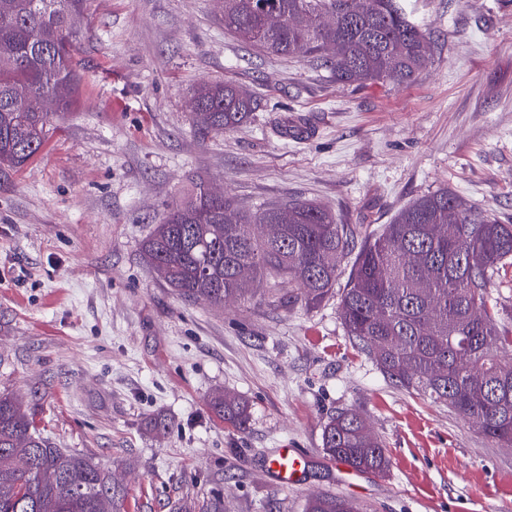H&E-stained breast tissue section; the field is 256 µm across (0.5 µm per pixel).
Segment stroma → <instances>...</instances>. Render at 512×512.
Segmentation results:
<instances>
[{"mask_svg": "<svg viewBox=\"0 0 512 512\" xmlns=\"http://www.w3.org/2000/svg\"><path fill=\"white\" fill-rule=\"evenodd\" d=\"M406 5L428 65L408 85L356 87L226 32L224 0H87L75 104L36 157L0 169V392L34 403L56 447L123 478L125 512L213 493L225 512H304L323 493L359 512H512V448L389 383L336 300L220 308L179 297L140 257L199 183L244 210L307 199L370 232L446 187L512 223V11ZM213 80L259 107L204 137L190 93ZM220 390L249 402L247 432L214 421ZM347 407L386 473L325 457L324 426ZM284 447L307 459L292 486L265 466Z\"/></svg>", "mask_w": 512, "mask_h": 512, "instance_id": "stroma-1", "label": "stroma"}]
</instances>
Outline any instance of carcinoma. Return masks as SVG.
I'll use <instances>...</instances> for the list:
<instances>
[{
	"label": "carcinoma",
	"instance_id": "1",
	"mask_svg": "<svg viewBox=\"0 0 512 512\" xmlns=\"http://www.w3.org/2000/svg\"><path fill=\"white\" fill-rule=\"evenodd\" d=\"M286 23L266 25L260 0H224V30L258 49L328 69L343 84L409 82L427 65L428 42L404 0H265ZM85 0H0V167H20L46 144L49 100L72 105L73 55ZM331 13L336 23L317 19ZM257 101L227 82L199 85L190 118L202 134L247 122ZM342 224L307 200L251 211L203 187L168 209L143 241V261L179 296L222 306L245 304L263 286L271 305L313 309L335 294L341 266L355 260L339 298L348 336L392 384L414 390L476 423L501 448L512 447V330L489 307L494 275L512 265V224L484 215L443 188L400 210L378 233ZM213 415L244 433L248 403L217 391ZM322 448L334 461L383 473L389 459L355 409L326 424ZM126 492L92 455L58 448L38 428L29 403L0 394V512H124ZM172 512H224L212 494ZM306 512H355L329 496Z\"/></svg>",
	"mask_w": 512,
	"mask_h": 512
}]
</instances>
